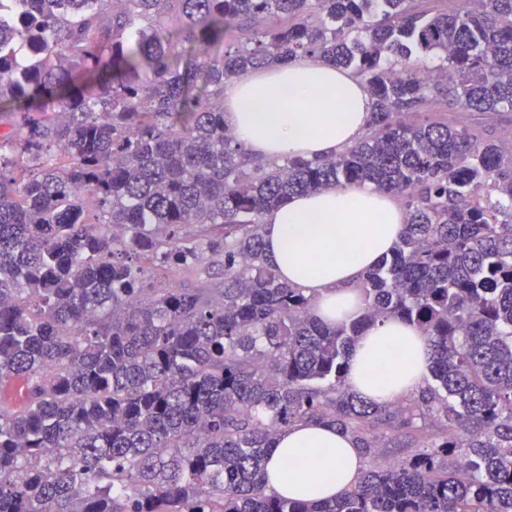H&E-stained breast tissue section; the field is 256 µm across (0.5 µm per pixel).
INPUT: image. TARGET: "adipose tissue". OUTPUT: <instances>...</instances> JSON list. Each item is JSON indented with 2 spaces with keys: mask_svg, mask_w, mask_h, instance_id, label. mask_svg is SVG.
Returning a JSON list of instances; mask_svg holds the SVG:
<instances>
[{
  "mask_svg": "<svg viewBox=\"0 0 512 512\" xmlns=\"http://www.w3.org/2000/svg\"><path fill=\"white\" fill-rule=\"evenodd\" d=\"M371 110L364 83L320 59L275 65L224 85V124L255 162L337 154L366 133ZM404 220L391 195L367 185L299 196L264 215L266 254L283 281L313 297L317 318L355 319L362 310L357 286L389 252ZM427 348L422 332L404 321L366 327L351 350V381L380 403L413 396L426 383ZM289 460L301 468L286 470ZM362 468L348 435L303 421L276 438L264 488L319 501L352 488Z\"/></svg>",
  "mask_w": 512,
  "mask_h": 512,
  "instance_id": "1",
  "label": "adipose tissue"
}]
</instances>
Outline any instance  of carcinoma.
Masks as SVG:
<instances>
[{
	"label": "carcinoma",
	"instance_id": "carcinoma-1",
	"mask_svg": "<svg viewBox=\"0 0 512 512\" xmlns=\"http://www.w3.org/2000/svg\"><path fill=\"white\" fill-rule=\"evenodd\" d=\"M424 2L0 0V386L29 383L0 407V512H512V141L487 124L512 112V0ZM307 57L363 80L366 134L247 159L224 83ZM432 102L458 117L401 119ZM353 183L406 222L361 317L327 325L261 218ZM207 253L217 287L156 286ZM392 318L427 337L432 384L380 404L349 352ZM301 421L414 452L333 500L268 493Z\"/></svg>",
	"mask_w": 512,
	"mask_h": 512
}]
</instances>
